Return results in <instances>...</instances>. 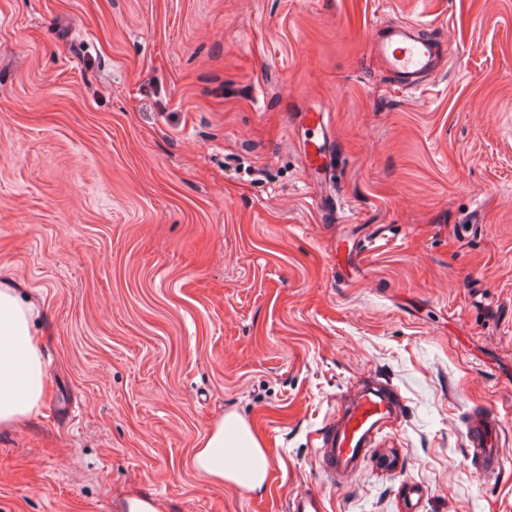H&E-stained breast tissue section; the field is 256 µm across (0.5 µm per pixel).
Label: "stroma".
<instances>
[{
  "label": "stroma",
  "instance_id": "35a3bbf8",
  "mask_svg": "<svg viewBox=\"0 0 512 512\" xmlns=\"http://www.w3.org/2000/svg\"><path fill=\"white\" fill-rule=\"evenodd\" d=\"M394 20L448 42L425 90L370 55ZM0 279L39 305L48 371L0 429V512H512V0H0ZM371 378L403 413L327 478L315 437ZM229 412L263 495L193 467ZM301 124L302 127L317 133V136L307 137L302 141L305 168L310 174L325 180L330 166L329 113L322 106L312 107L301 113ZM480 414V411L470 412L464 423V438L476 472L491 479L503 471L505 462L496 450L499 430L485 424Z\"/></svg>",
  "mask_w": 512,
  "mask_h": 512
}]
</instances>
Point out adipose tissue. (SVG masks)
<instances>
[{
	"mask_svg": "<svg viewBox=\"0 0 512 512\" xmlns=\"http://www.w3.org/2000/svg\"><path fill=\"white\" fill-rule=\"evenodd\" d=\"M37 314L32 302L0 281V426L31 415L44 395L46 373L32 329ZM193 465L212 482L261 493L270 459L249 424L230 412L200 438Z\"/></svg>",
	"mask_w": 512,
	"mask_h": 512,
	"instance_id": "obj_1",
	"label": "adipose tissue"
}]
</instances>
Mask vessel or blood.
I'll return each instance as SVG.
<instances>
[{
	"label": "vessel or blood",
	"instance_id": "vessel-or-blood-1",
	"mask_svg": "<svg viewBox=\"0 0 512 512\" xmlns=\"http://www.w3.org/2000/svg\"><path fill=\"white\" fill-rule=\"evenodd\" d=\"M371 53L403 91H421L445 71L447 41L423 33L413 21L403 20L375 27ZM301 124L311 137L301 144L306 170L326 177L330 166L329 124L324 107H313L301 115ZM402 409V398L390 385L362 386L350 404L328 421L317 435L318 460L330 478L355 468L370 446ZM499 432L483 422L479 412H470L464 423V438L476 472L485 478L500 474L505 462L497 453Z\"/></svg>",
	"mask_w": 512,
	"mask_h": 512
}]
</instances>
